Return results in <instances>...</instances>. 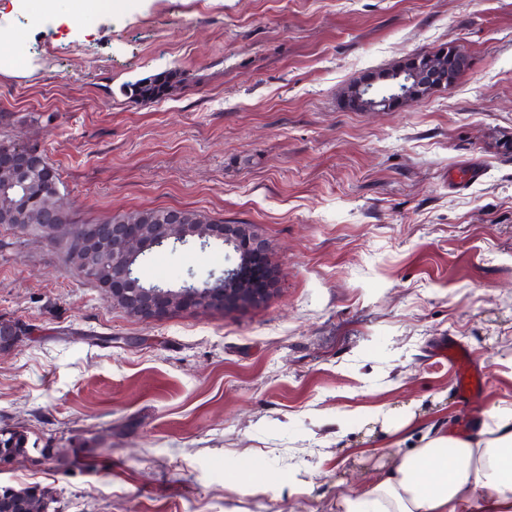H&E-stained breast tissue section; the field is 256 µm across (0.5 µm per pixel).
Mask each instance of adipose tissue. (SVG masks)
I'll return each instance as SVG.
<instances>
[{
	"instance_id": "adipose-tissue-1",
	"label": "adipose tissue",
	"mask_w": 512,
	"mask_h": 512,
	"mask_svg": "<svg viewBox=\"0 0 512 512\" xmlns=\"http://www.w3.org/2000/svg\"><path fill=\"white\" fill-rule=\"evenodd\" d=\"M336 483V512H512V404L471 435H424L375 462L370 480Z\"/></svg>"
}]
</instances>
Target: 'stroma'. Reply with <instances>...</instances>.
<instances>
[{
    "instance_id": "obj_1",
    "label": "stroma",
    "mask_w": 512,
    "mask_h": 512,
    "mask_svg": "<svg viewBox=\"0 0 512 512\" xmlns=\"http://www.w3.org/2000/svg\"><path fill=\"white\" fill-rule=\"evenodd\" d=\"M0 0V140L39 150L76 221L197 210L252 224L275 280L259 306L132 318L62 249L0 224V427L26 431L0 486L50 490L57 512H331L336 462L394 450L378 408L412 409L406 447L464 434L436 337L453 336L512 402V0ZM443 44L471 69L392 112L345 91ZM180 80L135 103L124 83ZM221 242L148 251L141 279L221 273ZM349 419L337 435L336 418ZM80 448L87 466L49 468ZM260 465L241 489L227 474ZM313 491L288 494V468Z\"/></svg>"
}]
</instances>
